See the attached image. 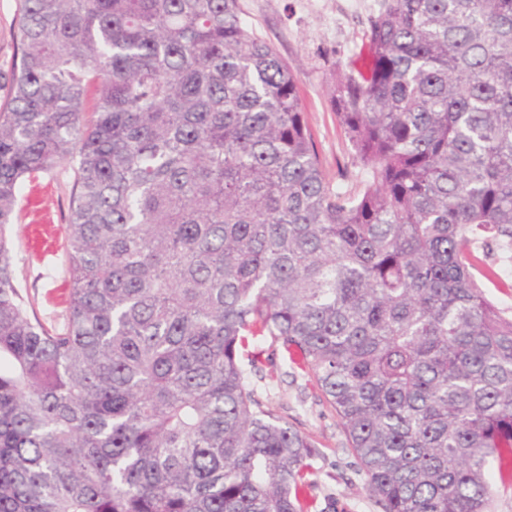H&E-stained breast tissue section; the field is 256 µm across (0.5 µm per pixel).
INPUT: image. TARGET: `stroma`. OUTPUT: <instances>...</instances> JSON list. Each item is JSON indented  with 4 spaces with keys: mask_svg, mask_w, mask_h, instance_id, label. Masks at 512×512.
Masks as SVG:
<instances>
[{
    "mask_svg": "<svg viewBox=\"0 0 512 512\" xmlns=\"http://www.w3.org/2000/svg\"><path fill=\"white\" fill-rule=\"evenodd\" d=\"M379 0H239L242 17L256 36L272 45L298 78L303 116L331 183L359 191L361 169L336 117L333 89L360 44ZM75 176L57 164L18 190L8 230L17 281L35 316L63 323L70 285L66 250L69 206ZM274 373L258 384L275 415L311 438L319 450V495L334 497L333 512H382L366 489V477L348 450L335 411L315 382L281 356Z\"/></svg>",
    "mask_w": 512,
    "mask_h": 512,
    "instance_id": "stroma-1",
    "label": "stroma"
}]
</instances>
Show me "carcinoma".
<instances>
[{"label":"carcinoma","mask_w":512,"mask_h":512,"mask_svg":"<svg viewBox=\"0 0 512 512\" xmlns=\"http://www.w3.org/2000/svg\"><path fill=\"white\" fill-rule=\"evenodd\" d=\"M0 105V512H325L318 449L263 407L314 378L382 512H489L512 482V0H380L333 101L238 0H19ZM68 162L66 323L6 231ZM494 497L491 503V512H512V486L503 483L496 471L491 475Z\"/></svg>","instance_id":"cac0c4a2"}]
</instances>
